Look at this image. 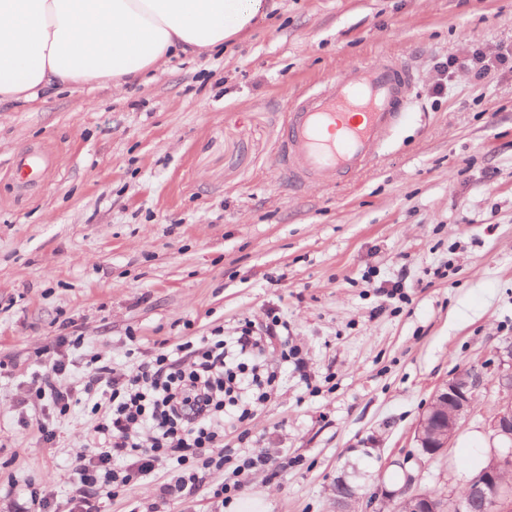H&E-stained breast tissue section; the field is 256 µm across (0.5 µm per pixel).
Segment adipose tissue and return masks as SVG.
I'll return each instance as SVG.
<instances>
[{
	"instance_id": "ef3b65f1",
	"label": "adipose tissue",
	"mask_w": 512,
	"mask_h": 512,
	"mask_svg": "<svg viewBox=\"0 0 512 512\" xmlns=\"http://www.w3.org/2000/svg\"><path fill=\"white\" fill-rule=\"evenodd\" d=\"M268 0H0V103L119 89L170 56L222 48Z\"/></svg>"
}]
</instances>
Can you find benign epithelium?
<instances>
[{
	"label": "benign epithelium",
	"mask_w": 512,
	"mask_h": 512,
	"mask_svg": "<svg viewBox=\"0 0 512 512\" xmlns=\"http://www.w3.org/2000/svg\"><path fill=\"white\" fill-rule=\"evenodd\" d=\"M498 384L508 395L502 400L494 419L495 434L505 443H512V341L508 340L498 350ZM483 387L482 377L463 372L439 385L433 392L428 409L422 414L415 429L414 441L417 447L427 448V454L437 455L450 447L454 429L470 412L476 396ZM512 466V452L499 458L497 467L470 487L464 497L454 504L452 512H466L469 500L482 498L491 512H512V496L500 488V468ZM409 501L411 512H431L432 503L425 491L411 490Z\"/></svg>",
	"instance_id": "benign-epithelium-1"
}]
</instances>
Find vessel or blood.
Masks as SVG:
<instances>
[{
    "mask_svg": "<svg viewBox=\"0 0 512 512\" xmlns=\"http://www.w3.org/2000/svg\"><path fill=\"white\" fill-rule=\"evenodd\" d=\"M409 69L393 59L361 63L298 93L284 120L282 168L298 185L337 183L377 157L408 105Z\"/></svg>",
    "mask_w": 512,
    "mask_h": 512,
    "instance_id": "obj_1",
    "label": "vessel or blood"
}]
</instances>
